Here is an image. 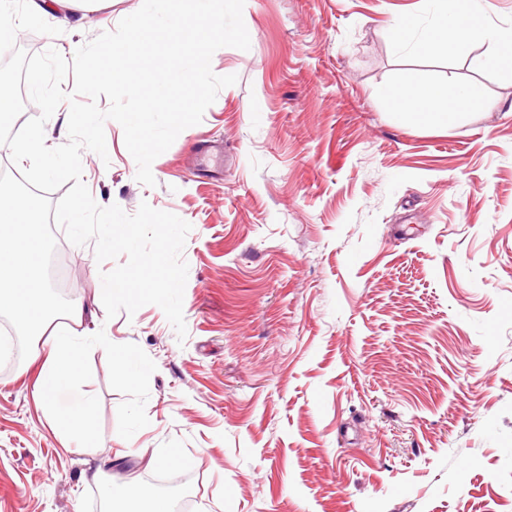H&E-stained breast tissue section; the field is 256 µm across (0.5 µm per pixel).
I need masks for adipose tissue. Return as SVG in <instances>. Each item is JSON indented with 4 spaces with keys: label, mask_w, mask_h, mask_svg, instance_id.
Returning <instances> with one entry per match:
<instances>
[{
    "label": "adipose tissue",
    "mask_w": 512,
    "mask_h": 512,
    "mask_svg": "<svg viewBox=\"0 0 512 512\" xmlns=\"http://www.w3.org/2000/svg\"><path fill=\"white\" fill-rule=\"evenodd\" d=\"M426 26L423 31L406 27L398 31V46L427 57L444 42H451L458 52H467L472 30L483 17L482 0H422ZM394 91L405 102L402 119L426 130H444L456 114L443 98L446 87L416 89L397 83ZM111 459H104L90 472L89 478L103 487L109 512H171L166 499L134 484L104 482L103 473L111 469Z\"/></svg>",
    "instance_id": "ef3b65f1"
}]
</instances>
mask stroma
<instances>
[{
	"label": "stroma",
	"instance_id": "1",
	"mask_svg": "<svg viewBox=\"0 0 512 512\" xmlns=\"http://www.w3.org/2000/svg\"><path fill=\"white\" fill-rule=\"evenodd\" d=\"M112 0L47 11L61 35L18 32L30 53H67L137 11ZM421 0H246L251 46L223 47L237 75L140 184L122 127L85 151L100 206L140 203L191 224L182 253L187 327L161 308L107 318L93 244L56 230L81 329L138 344L155 362L147 427L117 432L123 394L106 352L86 389L102 439L65 448L40 407V360L0 357V512H105L88 462L197 498V512H512V67L467 53L427 62L395 27ZM484 97L447 132L404 124L400 81ZM169 464L149 465L157 455Z\"/></svg>",
	"mask_w": 512,
	"mask_h": 512
}]
</instances>
